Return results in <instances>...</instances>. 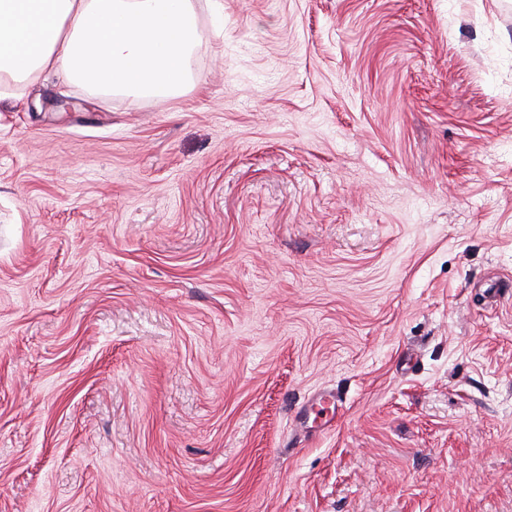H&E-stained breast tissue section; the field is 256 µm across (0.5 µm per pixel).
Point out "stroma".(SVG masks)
Instances as JSON below:
<instances>
[{
  "label": "stroma",
  "instance_id": "35a3bbf8",
  "mask_svg": "<svg viewBox=\"0 0 512 512\" xmlns=\"http://www.w3.org/2000/svg\"><path fill=\"white\" fill-rule=\"evenodd\" d=\"M193 2L0 97V512H512V0Z\"/></svg>",
  "mask_w": 512,
  "mask_h": 512
}]
</instances>
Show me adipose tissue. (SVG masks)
<instances>
[{
    "label": "adipose tissue",
    "mask_w": 512,
    "mask_h": 512,
    "mask_svg": "<svg viewBox=\"0 0 512 512\" xmlns=\"http://www.w3.org/2000/svg\"><path fill=\"white\" fill-rule=\"evenodd\" d=\"M198 38L191 0H0V76L179 93Z\"/></svg>",
    "instance_id": "ef3b65f1"
}]
</instances>
